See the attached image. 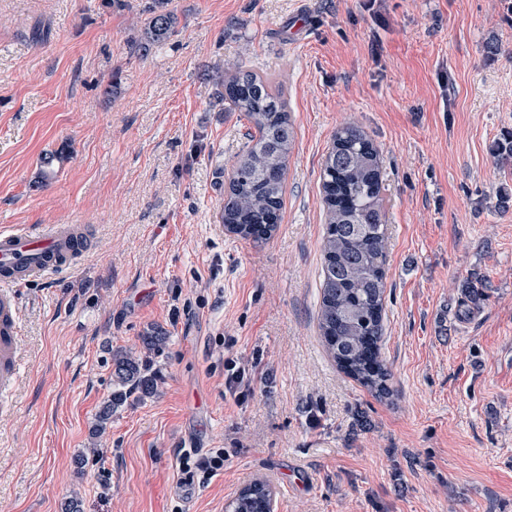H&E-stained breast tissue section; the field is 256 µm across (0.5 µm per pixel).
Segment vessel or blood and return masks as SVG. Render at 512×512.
<instances>
[{
	"label": "vessel or blood",
	"instance_id": "b4317fda",
	"mask_svg": "<svg viewBox=\"0 0 512 512\" xmlns=\"http://www.w3.org/2000/svg\"><path fill=\"white\" fill-rule=\"evenodd\" d=\"M86 246L87 230L79 224L0 230V393L15 384L21 367L19 289L74 266Z\"/></svg>",
	"mask_w": 512,
	"mask_h": 512
}]
</instances>
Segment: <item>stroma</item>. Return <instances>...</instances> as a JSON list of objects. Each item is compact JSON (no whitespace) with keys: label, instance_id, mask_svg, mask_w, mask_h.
I'll return each mask as SVG.
<instances>
[{"label":"stroma","instance_id":"stroma-1","mask_svg":"<svg viewBox=\"0 0 512 512\" xmlns=\"http://www.w3.org/2000/svg\"><path fill=\"white\" fill-rule=\"evenodd\" d=\"M152 2L0 0V226L95 228L76 268L20 292L0 512H224L256 478L274 512H512V167L491 152L512 0H165L177 33L144 55ZM231 65L282 83L295 133L262 244L221 220L252 130L219 95ZM348 123L382 159L387 401L317 329L321 165ZM475 270L489 298L456 319ZM157 329L156 391L94 439L114 356ZM184 448L223 470L190 478Z\"/></svg>","mask_w":512,"mask_h":512}]
</instances>
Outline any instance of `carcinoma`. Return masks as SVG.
Masks as SVG:
<instances>
[{
	"label": "carcinoma",
	"mask_w": 512,
	"mask_h": 512,
	"mask_svg": "<svg viewBox=\"0 0 512 512\" xmlns=\"http://www.w3.org/2000/svg\"><path fill=\"white\" fill-rule=\"evenodd\" d=\"M139 49L147 53L176 33L171 11L148 8ZM233 108L244 113L256 134L233 166L224 199V227L242 239L261 243L281 221L288 156L293 128L283 90L267 76L235 68L222 81ZM493 154L512 162V133L495 142ZM326 211L323 237L321 301L318 328L323 345L336 366L383 401L394 396L391 371L382 353L387 236L381 202V160L367 135L354 125L336 130L321 170ZM456 316L480 309L487 298L485 279L470 274L458 285ZM116 389L97 415L95 435L105 432L112 411L135 392L151 394L156 378L148 361L131 353L113 359ZM271 484L254 480L229 503L232 512H270Z\"/></svg>",
	"instance_id": "carcinoma-1"
}]
</instances>
